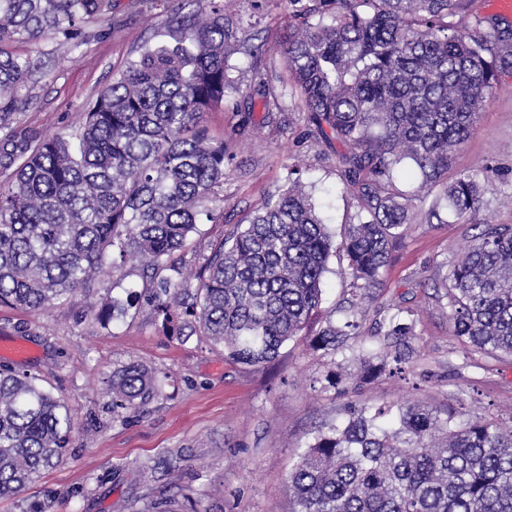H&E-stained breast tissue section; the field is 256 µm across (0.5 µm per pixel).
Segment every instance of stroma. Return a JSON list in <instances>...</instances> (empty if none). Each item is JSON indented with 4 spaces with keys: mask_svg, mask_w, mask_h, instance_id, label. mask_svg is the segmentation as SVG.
I'll return each instance as SVG.
<instances>
[{
    "mask_svg": "<svg viewBox=\"0 0 512 512\" xmlns=\"http://www.w3.org/2000/svg\"><path fill=\"white\" fill-rule=\"evenodd\" d=\"M167 8L166 0H112L111 23H84L90 42L78 55L51 36L12 44L14 53L45 64L30 86L21 124L44 133L76 130L113 72L143 44L163 40ZM233 11L244 19L241 51L232 59L238 89L204 117L209 135L224 143L216 203L222 217L198 225L172 255V265L189 273L284 188L291 166H299L330 233L341 235L357 213L341 180L345 146L323 138L301 97L268 115L253 93L255 69H284L280 48L293 23L286 0H235ZM471 173L487 187L473 222H457L446 211L432 219L429 203L418 204L363 304L358 333L367 344H378L377 324L388 314L400 313L414 326L406 371L398 376L360 382L350 347L314 346L327 321L340 319L349 296L347 261L339 252L329 258L318 311L274 361L260 366L232 361L223 346L202 337L177 335L143 302L149 283L132 260L114 295L131 297L134 305L108 324L93 317L102 304L98 293L38 313L0 307V339L26 342L30 352L15 363L0 357V366L40 375L73 417L63 461L30 488L0 499V512H152L159 505L191 512L195 503L209 512H291L289 469L317 431L348 408L452 406L512 424V356L471 352L453 336L439 287L477 225L512 224V74L500 76L471 134L450 156L449 179ZM129 362L169 376L163 396L140 413L113 411L105 384L114 366ZM339 365L342 383L329 384L327 374Z\"/></svg>",
    "mask_w": 512,
    "mask_h": 512,
    "instance_id": "stroma-1",
    "label": "stroma"
}]
</instances>
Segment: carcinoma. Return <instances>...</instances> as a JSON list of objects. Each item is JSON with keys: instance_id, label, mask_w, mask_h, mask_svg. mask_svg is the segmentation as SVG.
<instances>
[{"instance_id": "obj_1", "label": "carcinoma", "mask_w": 512, "mask_h": 512, "mask_svg": "<svg viewBox=\"0 0 512 512\" xmlns=\"http://www.w3.org/2000/svg\"><path fill=\"white\" fill-rule=\"evenodd\" d=\"M170 42L145 44L112 77L75 133L44 135L18 124L22 91L40 72L10 45L60 35L73 53L82 23L107 20L112 0H0V305L34 313L102 290L99 322L131 303L101 279L137 260L157 280L151 302L167 323L182 320L227 358L262 365L298 336L322 301L336 249L300 172L189 278L169 264L197 224L216 219L224 142L202 125L234 87L230 60L242 18L233 0H175ZM296 21L280 50L289 80L269 68L253 91L280 111L300 94L317 125L349 148L342 183L362 216L342 249L352 299L315 345L336 350L357 335L366 290L379 281L415 203L457 219L479 211L473 175L448 182V159L477 113L512 71V24L480 13L479 0H288ZM410 164L418 189H396ZM172 271L178 278L164 276ZM452 335L473 351L512 355V224H484L442 282ZM389 352L358 345L362 379L402 370L413 326L379 323ZM166 375L129 363L112 370L113 403L137 410L163 395ZM72 429L69 409L40 378L0 369V498L59 463ZM292 512H512V427L462 420L420 405L366 406L318 433L288 472Z\"/></svg>"}]
</instances>
